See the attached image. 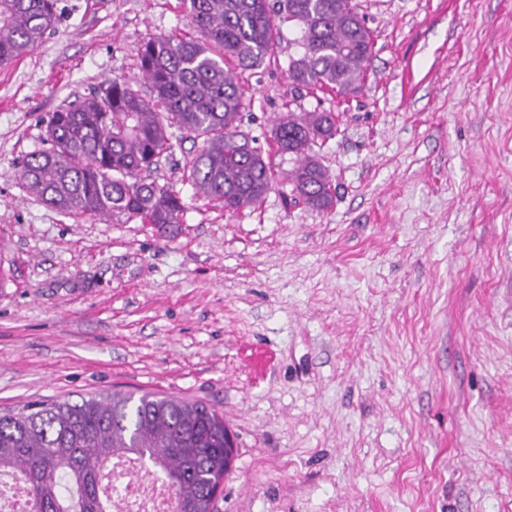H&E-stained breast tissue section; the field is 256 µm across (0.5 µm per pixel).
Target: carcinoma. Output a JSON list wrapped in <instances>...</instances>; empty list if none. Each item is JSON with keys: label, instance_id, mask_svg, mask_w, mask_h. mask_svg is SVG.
Segmentation results:
<instances>
[{"label": "carcinoma", "instance_id": "cac0c4a2", "mask_svg": "<svg viewBox=\"0 0 512 512\" xmlns=\"http://www.w3.org/2000/svg\"><path fill=\"white\" fill-rule=\"evenodd\" d=\"M186 2L202 39L159 36L141 47L149 94L107 79L47 117L50 148L21 165L27 189L42 202L80 216L181 223V198L140 177L157 167L177 131L201 140L190 165L198 194L232 212L258 202L270 189L271 168L239 130L234 71L275 54L278 18L298 26L302 52L288 67L298 88L346 94L364 82L372 38L352 0ZM56 16L57 0H0V65L36 48ZM335 134L331 112H289L272 129L280 150L298 158L293 191L312 209L328 208L333 196L310 151ZM227 432L214 408L154 393L41 402L0 412V473L24 478L26 512H122L123 489L103 495V471L115 459L148 458L172 490L170 512H217Z\"/></svg>", "mask_w": 512, "mask_h": 512}]
</instances>
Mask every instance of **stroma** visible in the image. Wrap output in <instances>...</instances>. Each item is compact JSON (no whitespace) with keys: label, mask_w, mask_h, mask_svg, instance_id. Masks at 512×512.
I'll use <instances>...</instances> for the list:
<instances>
[{"label":"stroma","mask_w":512,"mask_h":512,"mask_svg":"<svg viewBox=\"0 0 512 512\" xmlns=\"http://www.w3.org/2000/svg\"><path fill=\"white\" fill-rule=\"evenodd\" d=\"M356 2L363 86L296 88L282 22L275 58L235 72L271 188L234 213L198 196L184 139L147 175L185 205L171 229L54 209L21 162L102 81L146 91L141 47L197 34L182 0H58L42 43L0 66V408L213 406L236 442L219 512H512V0ZM314 111L338 125L313 148L324 211L270 140Z\"/></svg>","instance_id":"1"}]
</instances>
